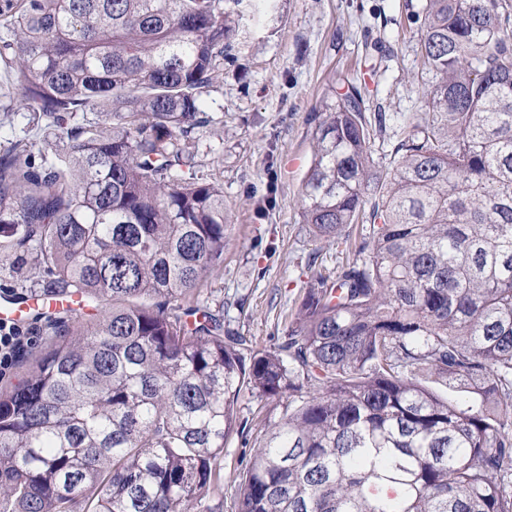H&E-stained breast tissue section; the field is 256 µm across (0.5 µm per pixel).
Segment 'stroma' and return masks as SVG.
<instances>
[{
	"label": "stroma",
	"instance_id": "1",
	"mask_svg": "<svg viewBox=\"0 0 512 512\" xmlns=\"http://www.w3.org/2000/svg\"><path fill=\"white\" fill-rule=\"evenodd\" d=\"M424 0H274L245 12L205 97L208 122L193 134L204 180L224 189V263L202 287L232 328L274 350L314 272L336 267L346 244L317 240L303 224L299 190L311 164L312 116L325 91L358 78L391 124L418 104L415 34ZM244 434L224 449V512H236V477L281 408L243 394Z\"/></svg>",
	"mask_w": 512,
	"mask_h": 512
}]
</instances>
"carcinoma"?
Returning a JSON list of instances; mask_svg holds the SVG:
<instances>
[{
  "label": "carcinoma",
  "instance_id": "cac0c4a2",
  "mask_svg": "<svg viewBox=\"0 0 512 512\" xmlns=\"http://www.w3.org/2000/svg\"><path fill=\"white\" fill-rule=\"evenodd\" d=\"M242 2L0 0V66L56 143L0 154V298L41 337L0 380V512H223L246 391L287 403L238 512H512V0H426L399 128L354 82L323 97L302 223L369 231L273 351L200 300L227 216L190 140Z\"/></svg>",
  "mask_w": 512,
  "mask_h": 512
}]
</instances>
